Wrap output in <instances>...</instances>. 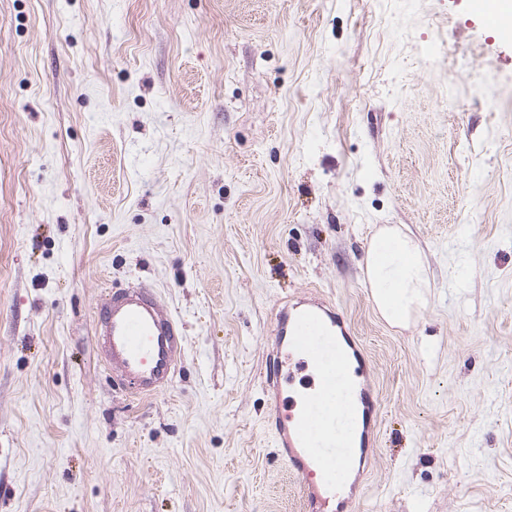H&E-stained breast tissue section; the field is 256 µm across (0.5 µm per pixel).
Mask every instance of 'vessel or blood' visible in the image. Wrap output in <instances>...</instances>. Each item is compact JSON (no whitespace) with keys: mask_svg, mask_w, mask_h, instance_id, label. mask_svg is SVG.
Here are the masks:
<instances>
[{"mask_svg":"<svg viewBox=\"0 0 512 512\" xmlns=\"http://www.w3.org/2000/svg\"><path fill=\"white\" fill-rule=\"evenodd\" d=\"M486 20L502 41L512 43V10L498 9ZM93 333L104 368L129 394L153 398L170 387L185 351L184 326L152 288H104L94 305ZM354 342L350 324L326 300L287 303L276 316L264 379L272 397L265 426L277 456L302 484L303 512H347L355 501L349 465L355 448L372 445L379 400L371 385L352 391L348 406L361 412L363 430L358 447H340L336 415L322 399L334 389V379L322 378L320 393L301 407L283 396V385L289 367H306L309 359L347 362L346 348Z\"/></svg>","mask_w":512,"mask_h":512,"instance_id":"b4317fda","label":"vessel or blood"}]
</instances>
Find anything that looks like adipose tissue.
<instances>
[{"instance_id": "adipose-tissue-1", "label": "adipose tissue", "mask_w": 512, "mask_h": 512, "mask_svg": "<svg viewBox=\"0 0 512 512\" xmlns=\"http://www.w3.org/2000/svg\"><path fill=\"white\" fill-rule=\"evenodd\" d=\"M364 268L374 305L389 324L406 325L426 303L430 281L421 249L400 229L386 226L373 237Z\"/></svg>"}]
</instances>
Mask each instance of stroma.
I'll use <instances>...</instances> for the list:
<instances>
[{"label":"stroma","mask_w":512,"mask_h":512,"mask_svg":"<svg viewBox=\"0 0 512 512\" xmlns=\"http://www.w3.org/2000/svg\"><path fill=\"white\" fill-rule=\"evenodd\" d=\"M133 282L187 339L148 400L94 344ZM313 290L380 399L356 512H512V47L472 0H0V512H302L262 379ZM364 268L374 305L389 324L406 325L427 302L430 281L421 249L400 229L384 226L373 237Z\"/></svg>","instance_id":"1"}]
</instances>
